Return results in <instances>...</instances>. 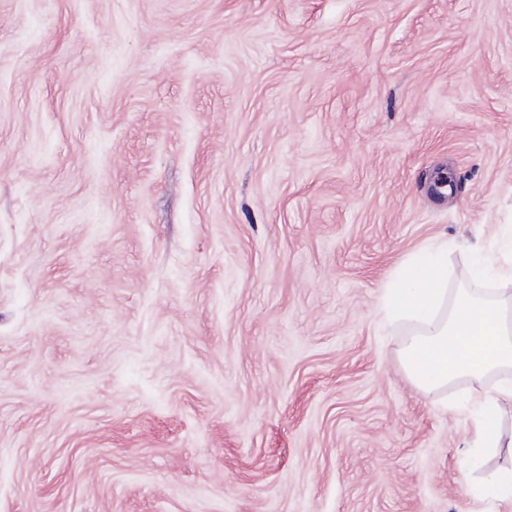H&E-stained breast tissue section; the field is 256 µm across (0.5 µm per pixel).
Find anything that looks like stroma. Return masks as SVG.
I'll use <instances>...</instances> for the list:
<instances>
[{
    "mask_svg": "<svg viewBox=\"0 0 512 512\" xmlns=\"http://www.w3.org/2000/svg\"><path fill=\"white\" fill-rule=\"evenodd\" d=\"M512 236V0H0V512H496L381 305Z\"/></svg>",
    "mask_w": 512,
    "mask_h": 512,
    "instance_id": "1",
    "label": "stroma"
}]
</instances>
